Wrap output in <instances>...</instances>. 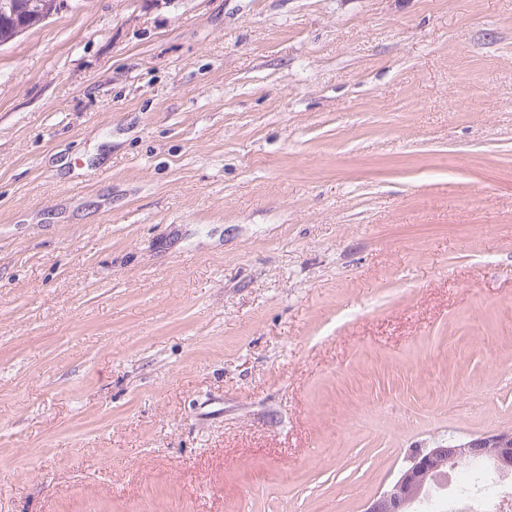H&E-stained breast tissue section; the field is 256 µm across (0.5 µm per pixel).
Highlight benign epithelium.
I'll return each instance as SVG.
<instances>
[{"label": "benign epithelium", "mask_w": 512, "mask_h": 512, "mask_svg": "<svg viewBox=\"0 0 512 512\" xmlns=\"http://www.w3.org/2000/svg\"><path fill=\"white\" fill-rule=\"evenodd\" d=\"M488 452L494 454L500 468L511 469L512 429L416 451L392 487L371 497L364 512H401L405 497L419 496L439 466L461 457H479Z\"/></svg>", "instance_id": "1"}]
</instances>
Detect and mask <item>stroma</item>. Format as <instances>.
I'll return each instance as SVG.
<instances>
[{"label":"stroma","instance_id":"1","mask_svg":"<svg viewBox=\"0 0 512 512\" xmlns=\"http://www.w3.org/2000/svg\"><path fill=\"white\" fill-rule=\"evenodd\" d=\"M512 428V0H68L0 46V512H363ZM492 452L500 468L510 470L512 468V429H504L499 432L473 437L467 441H448V445L438 444L434 448H425L416 451L408 466L399 474L392 487L384 492L374 495L367 503L364 512H400L403 509L405 497H418L423 491L429 478L436 472L446 473L448 464L460 465L468 470V473L479 478L482 466L486 462L494 464ZM479 459L467 458L479 457ZM464 457V458H461ZM447 465L439 468V466ZM427 485L423 493L417 498L426 495ZM415 503V501H414ZM413 504L401 512H417Z\"/></svg>","mask_w":512,"mask_h":512}]
</instances>
